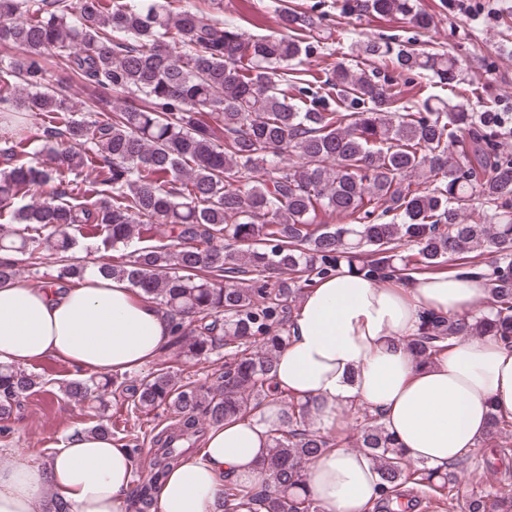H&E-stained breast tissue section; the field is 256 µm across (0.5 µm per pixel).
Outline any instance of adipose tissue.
I'll return each instance as SVG.
<instances>
[{"instance_id":"adipose-tissue-1","label":"adipose tissue","mask_w":512,"mask_h":512,"mask_svg":"<svg viewBox=\"0 0 512 512\" xmlns=\"http://www.w3.org/2000/svg\"><path fill=\"white\" fill-rule=\"evenodd\" d=\"M490 285L458 273L379 283L348 271L320 280L293 311L280 352L279 390L310 405L312 428L327 433L344 406L380 415L404 453L446 469L481 444L489 413L512 418V348L491 337L452 341L433 363L419 364L404 343L421 317L477 314ZM168 314L120 281L86 273L66 288L0 283V365L49 356L87 372L136 370L172 335ZM281 408L212 427L203 449L186 457L158 490L157 512H221L225 479L254 484ZM135 469L112 437L72 436L47 460L0 448V512H130ZM318 512H370L378 475L361 452L334 448L302 469Z\"/></svg>"}]
</instances>
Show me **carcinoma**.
Listing matches in <instances>:
<instances>
[{"label": "carcinoma", "instance_id": "carcinoma-1", "mask_svg": "<svg viewBox=\"0 0 512 512\" xmlns=\"http://www.w3.org/2000/svg\"><path fill=\"white\" fill-rule=\"evenodd\" d=\"M318 8L280 7L290 35L277 37L207 17L188 0H0V50L10 54L6 65L0 58V134L11 140L0 214L9 209L23 225L0 231V282L21 262L39 273L47 248L64 285L86 273L72 262L71 231L115 248L162 224L168 242L97 272L164 306L171 344L185 358L226 348L214 387L182 384L161 367L134 388L132 409L166 405L179 419L154 436L156 460L130 494L134 512H155L157 485L207 427L264 401L283 405L262 461L270 483H225L222 512H318L301 464L346 439L312 429L308 407L273 384L292 303L318 279L344 268L377 282L448 268L479 275L491 282L487 309L428 314L406 348L424 364L453 339L493 336L512 346V156L501 149L493 104L477 100L475 114L428 96L414 110L395 93L398 78L425 75L456 89L461 72L443 50L419 52L390 37L351 46L354 62L323 78L301 77L292 63L321 49L308 40L324 18ZM339 9L401 15L422 31L434 24L415 0H341ZM47 53L90 95L82 108L68 79L45 66ZM33 119L46 162L28 151ZM289 153L297 161L288 168ZM89 167L102 179L82 178ZM476 190L487 206L479 223L463 213ZM26 193L38 200L14 208ZM322 212L347 223L318 224ZM38 385L0 366V420ZM65 394L83 401L92 385L71 381ZM352 418L357 448L379 474V512L400 486L439 476L410 463L380 416L359 407ZM490 430L480 461L456 462L474 478L485 467L512 470V419L492 413ZM465 512H512V494L485 487Z\"/></svg>", "mask_w": 512, "mask_h": 512}]
</instances>
